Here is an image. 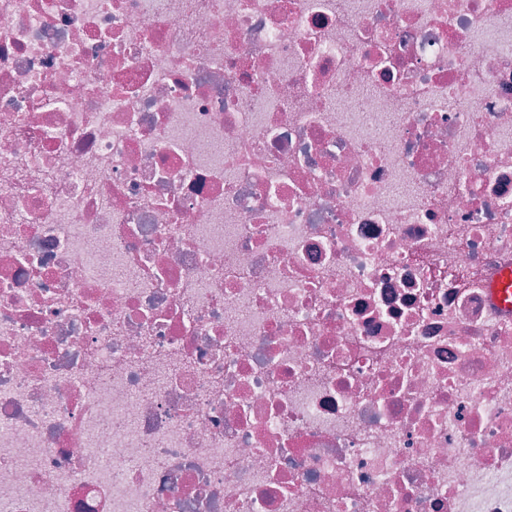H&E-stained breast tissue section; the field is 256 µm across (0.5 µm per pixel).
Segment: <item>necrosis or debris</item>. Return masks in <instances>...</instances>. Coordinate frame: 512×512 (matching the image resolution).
Instances as JSON below:
<instances>
[{
    "mask_svg": "<svg viewBox=\"0 0 512 512\" xmlns=\"http://www.w3.org/2000/svg\"><path fill=\"white\" fill-rule=\"evenodd\" d=\"M512 0H0V512H512ZM491 295L497 309L512 308V269L502 271L490 285Z\"/></svg>",
    "mask_w": 512,
    "mask_h": 512,
    "instance_id": "4bbe7bcc",
    "label": "necrosis or debris"
}]
</instances>
